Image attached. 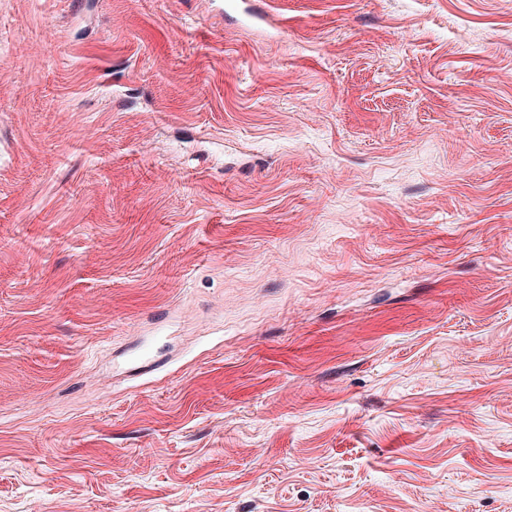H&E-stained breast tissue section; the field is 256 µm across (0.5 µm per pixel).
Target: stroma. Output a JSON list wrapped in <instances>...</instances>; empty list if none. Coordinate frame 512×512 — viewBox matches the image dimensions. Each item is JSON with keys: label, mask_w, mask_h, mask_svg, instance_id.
<instances>
[{"label": "stroma", "mask_w": 512, "mask_h": 512, "mask_svg": "<svg viewBox=\"0 0 512 512\" xmlns=\"http://www.w3.org/2000/svg\"><path fill=\"white\" fill-rule=\"evenodd\" d=\"M0 0V512H512V0Z\"/></svg>", "instance_id": "35a3bbf8"}]
</instances>
